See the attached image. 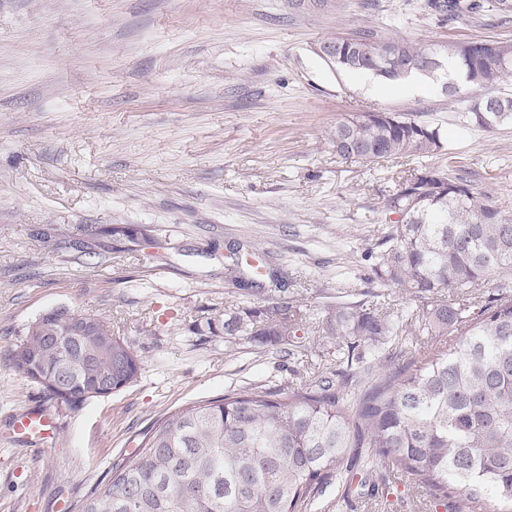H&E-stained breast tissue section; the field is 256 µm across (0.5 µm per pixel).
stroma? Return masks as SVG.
<instances>
[{
  "instance_id": "35a3bbf8",
  "label": "stroma",
  "mask_w": 512,
  "mask_h": 512,
  "mask_svg": "<svg viewBox=\"0 0 512 512\" xmlns=\"http://www.w3.org/2000/svg\"><path fill=\"white\" fill-rule=\"evenodd\" d=\"M368 27L424 45L512 40V22L442 23L424 0H0V512H63L156 419L248 382L298 384L295 358L224 340L252 305L227 247L269 255L308 324L344 302L417 307L368 283L385 198L418 163L337 156L344 117L406 112L440 127L433 164L464 166L512 216V121L466 127L431 83L418 94L334 68L321 40ZM100 314L141 355L136 381L60 408L7 358L57 309ZM50 413L48 440L17 415ZM340 512H445L409 478Z\"/></svg>"
}]
</instances>
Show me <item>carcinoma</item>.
<instances>
[{
    "label": "carcinoma",
    "instance_id": "carcinoma-1",
    "mask_svg": "<svg viewBox=\"0 0 512 512\" xmlns=\"http://www.w3.org/2000/svg\"><path fill=\"white\" fill-rule=\"evenodd\" d=\"M446 21L477 14L512 19V0H426ZM337 69L389 82L421 74L490 131L512 120V40L448 42L437 48L370 28L320 42ZM345 160L429 158L444 149L440 128L403 112H364L330 132ZM400 215L374 247L370 279L421 299L387 312L364 302L336 305L316 332L336 340L335 367L289 392L247 383L157 419L110 477L77 501L76 512H311L325 489L346 502L361 460L363 486L386 482L380 464L408 475L451 512H512V218L465 170L425 163L384 204ZM237 288L262 304L224 319L229 342L247 336L288 352L301 308L270 272L225 267ZM496 285L482 303L472 293ZM460 331L448 348L436 336ZM424 336L421 355L395 364L383 355L399 337ZM11 368L58 404L78 407L137 379L141 358L102 315L52 310L29 325Z\"/></svg>",
    "mask_w": 512,
    "mask_h": 512
}]
</instances>
